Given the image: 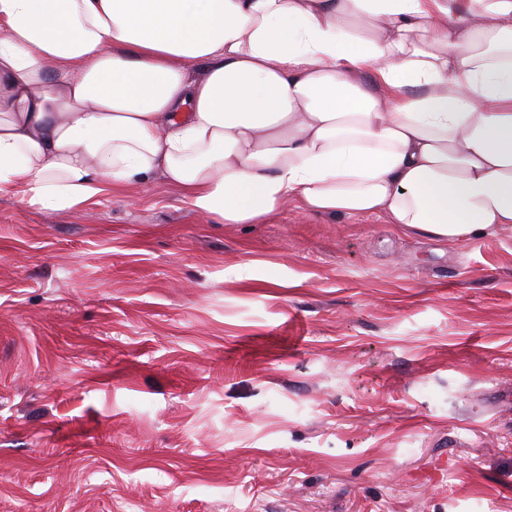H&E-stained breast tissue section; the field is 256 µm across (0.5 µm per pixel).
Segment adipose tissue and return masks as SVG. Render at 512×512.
I'll return each instance as SVG.
<instances>
[{
    "instance_id": "1",
    "label": "adipose tissue",
    "mask_w": 512,
    "mask_h": 512,
    "mask_svg": "<svg viewBox=\"0 0 512 512\" xmlns=\"http://www.w3.org/2000/svg\"><path fill=\"white\" fill-rule=\"evenodd\" d=\"M159 177L220 224L512 229V0H0V196Z\"/></svg>"
}]
</instances>
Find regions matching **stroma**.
<instances>
[{
    "label": "stroma",
    "mask_w": 512,
    "mask_h": 512,
    "mask_svg": "<svg viewBox=\"0 0 512 512\" xmlns=\"http://www.w3.org/2000/svg\"><path fill=\"white\" fill-rule=\"evenodd\" d=\"M512 230L0 197V512H512Z\"/></svg>",
    "instance_id": "stroma-1"
}]
</instances>
